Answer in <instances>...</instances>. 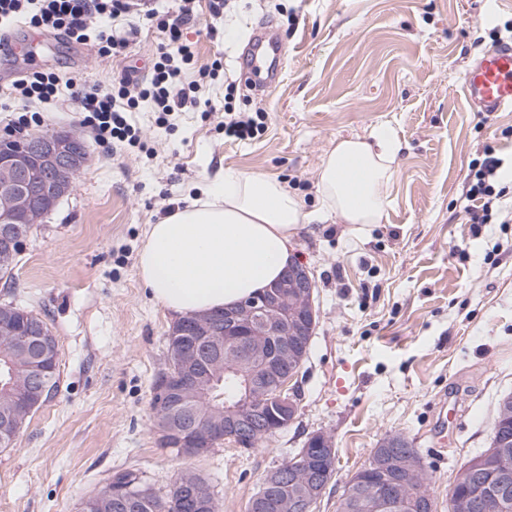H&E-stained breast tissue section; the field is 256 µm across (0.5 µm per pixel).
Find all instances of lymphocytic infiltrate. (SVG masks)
Returning <instances> with one entry per match:
<instances>
[{
    "mask_svg": "<svg viewBox=\"0 0 512 512\" xmlns=\"http://www.w3.org/2000/svg\"><path fill=\"white\" fill-rule=\"evenodd\" d=\"M196 18V0H178L175 8L164 12L153 7L135 10L133 0H0V23L16 19L39 32L64 34L69 41L95 48L116 66L105 89L94 84L78 86L60 73L35 67L14 81L10 96L20 102H47L57 96L61 86L72 87L77 109L84 112V122L97 143L138 147L140 132L129 123L127 114L140 102L153 103L161 125L169 113L202 106L196 83L183 80L185 70L195 62L184 30ZM143 27L156 29L160 42L149 78L138 83L124 62L131 36ZM500 167L499 159L490 154L471 167L466 192L470 223L499 220L496 202L504 194L498 186Z\"/></svg>",
    "mask_w": 512,
    "mask_h": 512,
    "instance_id": "obj_1",
    "label": "lymphocytic infiltrate"
}]
</instances>
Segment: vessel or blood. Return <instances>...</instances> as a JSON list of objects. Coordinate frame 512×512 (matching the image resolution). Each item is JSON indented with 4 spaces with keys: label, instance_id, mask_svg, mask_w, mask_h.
Segmentation results:
<instances>
[{
    "label": "vessel or blood",
    "instance_id": "vessel-or-blood-1",
    "mask_svg": "<svg viewBox=\"0 0 512 512\" xmlns=\"http://www.w3.org/2000/svg\"><path fill=\"white\" fill-rule=\"evenodd\" d=\"M282 47L263 30L255 32L244 53V63L251 74L263 75L265 83H274L282 64ZM461 91L479 112L512 110V42H503L484 50L464 70Z\"/></svg>",
    "mask_w": 512,
    "mask_h": 512
}]
</instances>
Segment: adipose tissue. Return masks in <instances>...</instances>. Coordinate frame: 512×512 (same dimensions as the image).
<instances>
[{"instance_id":"ef3b65f1","label":"adipose tissue","mask_w":512,"mask_h":512,"mask_svg":"<svg viewBox=\"0 0 512 512\" xmlns=\"http://www.w3.org/2000/svg\"><path fill=\"white\" fill-rule=\"evenodd\" d=\"M399 142L388 128L337 140L318 168L321 209L346 224L380 223ZM313 215L281 181L228 168L150 225L137 259L153 298L184 317L234 305L279 278Z\"/></svg>"}]
</instances>
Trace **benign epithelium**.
I'll list each match as a JSON object with an SVG mask.
<instances>
[{
	"instance_id": "obj_1",
	"label": "benign epithelium",
	"mask_w": 512,
	"mask_h": 512,
	"mask_svg": "<svg viewBox=\"0 0 512 512\" xmlns=\"http://www.w3.org/2000/svg\"><path fill=\"white\" fill-rule=\"evenodd\" d=\"M86 147L82 140L64 132L43 134L27 139V147L16 152L0 150V253L11 254L19 247L14 216L28 211L34 204L31 176L41 175L39 195L60 201L73 189L74 176L86 164ZM315 282L306 266H288L282 277L259 296L247 299L220 313L185 318L181 335L186 337L173 359L176 371L158 391L157 409L164 416L162 433L169 436L179 455L187 458L205 455L220 442L230 441L240 448H250L261 437H269L292 422L296 416L295 395L274 390L264 382L277 379L286 366L302 362L313 336L317 311L313 293ZM22 347L47 353L52 345L45 325L35 323L19 338ZM234 352L246 350L252 360H233L226 371L250 375L246 393L235 403L224 404V419L207 426L194 419H177L181 399L202 389L198 353L200 345ZM273 354H268V350ZM262 367L266 378H251L254 368ZM46 377L41 365H35L28 379L30 398L42 401ZM334 458L332 440L323 433L308 438L306 452L269 471L262 480L265 488L286 487L289 493L274 499L259 496L258 512H308L311 503L323 496L322 463ZM398 468L404 481L415 486L418 494L408 499L396 497L391 485L365 499V512H431L433 504L420 487L424 474L421 462L413 456L394 452L371 459V469L383 472ZM460 481L476 488L473 494L454 495V512H509L512 509V471L499 469L487 474L476 465L462 472Z\"/></svg>"
}]
</instances>
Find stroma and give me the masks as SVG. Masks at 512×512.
<instances>
[{
	"mask_svg": "<svg viewBox=\"0 0 512 512\" xmlns=\"http://www.w3.org/2000/svg\"><path fill=\"white\" fill-rule=\"evenodd\" d=\"M198 11L185 36L199 65L223 64L199 92L210 111L171 113L165 129L142 103L130 120L144 149L115 153L94 141L68 91L48 108L45 132L79 134L88 160L0 281V303L47 322L60 372L55 394L0 450V512H77L127 468L161 495L195 471L218 512H248L262 477L317 432L333 438L336 470L313 512H336L347 482L395 434L418 449L435 510L448 512L460 467L489 447L497 401L512 393V223L473 224L465 212L466 176L486 148L512 175V111L478 112L460 89L481 51L512 38V0H231L220 19L200 0ZM261 26L284 46L283 74L254 92L238 58ZM37 61L89 84L112 73L90 46L50 36ZM228 109L264 112L261 134L225 138ZM378 126L401 144L381 223L331 215L294 239L317 310L288 383L294 421L250 450L227 442L184 459L160 447L153 382L174 317L137 274L149 225L221 167L276 178L318 210L324 154Z\"/></svg>",
	"mask_w": 512,
	"mask_h": 512,
	"instance_id": "obj_1",
	"label": "stroma"
}]
</instances>
